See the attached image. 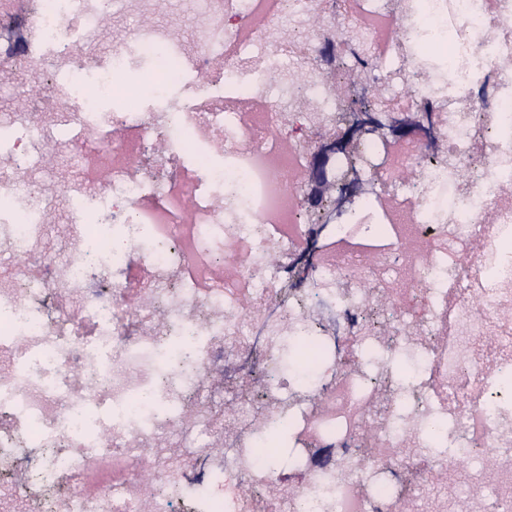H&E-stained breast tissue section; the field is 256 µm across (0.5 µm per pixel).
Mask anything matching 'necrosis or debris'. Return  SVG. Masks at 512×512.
<instances>
[{"instance_id":"obj_1","label":"necrosis or debris","mask_w":512,"mask_h":512,"mask_svg":"<svg viewBox=\"0 0 512 512\" xmlns=\"http://www.w3.org/2000/svg\"><path fill=\"white\" fill-rule=\"evenodd\" d=\"M15 4L0 512H512V0ZM339 60L417 130L319 233Z\"/></svg>"}]
</instances>
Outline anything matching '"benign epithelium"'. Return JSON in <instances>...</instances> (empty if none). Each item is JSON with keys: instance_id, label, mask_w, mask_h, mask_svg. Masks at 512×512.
Returning <instances> with one entry per match:
<instances>
[{"instance_id": "1", "label": "benign epithelium", "mask_w": 512, "mask_h": 512, "mask_svg": "<svg viewBox=\"0 0 512 512\" xmlns=\"http://www.w3.org/2000/svg\"><path fill=\"white\" fill-rule=\"evenodd\" d=\"M342 129L336 136L322 140L315 154L309 179L308 197L315 201L327 198L330 203L340 206L358 189L366 186L357 167L351 166L341 176L333 174V156L340 152L352 153L356 150L360 138L376 135L381 138H401L412 134L415 126L412 122H402L397 118L383 119L374 112L356 110L339 114Z\"/></svg>"}]
</instances>
